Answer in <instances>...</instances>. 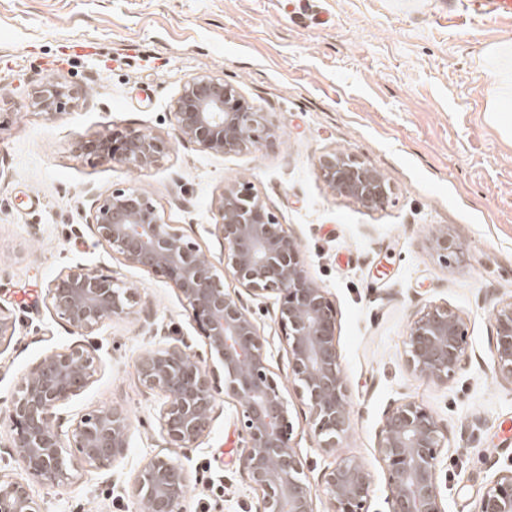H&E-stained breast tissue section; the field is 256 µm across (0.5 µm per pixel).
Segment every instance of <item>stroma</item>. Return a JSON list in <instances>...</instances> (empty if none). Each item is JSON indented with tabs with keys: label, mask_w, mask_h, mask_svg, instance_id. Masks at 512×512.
I'll return each instance as SVG.
<instances>
[{
	"label": "stroma",
	"mask_w": 512,
	"mask_h": 512,
	"mask_svg": "<svg viewBox=\"0 0 512 512\" xmlns=\"http://www.w3.org/2000/svg\"><path fill=\"white\" fill-rule=\"evenodd\" d=\"M512 43L511 20L467 19L448 0H0V417L21 375L44 352L75 342L47 300L57 272L82 264L137 289L166 334L203 345L171 284L129 267L91 233L90 190L149 192L212 260L223 257L215 198L246 180L299 239L310 278L336 310V339L352 425L336 452L319 447L288 375L276 295L246 297L293 423L292 444L313 488L337 460L374 474L367 512H389L377 431L390 404L426 406L447 432L437 474L447 512H478L483 491L512 471V383L495 376L492 311L512 298V138L487 118L495 76L487 46ZM210 73L236 84L267 126L249 149L215 154L178 138L170 106L185 81ZM58 78L77 105L49 117L29 92ZM149 131L169 140L142 172L82 154L104 131ZM357 156L391 190L376 209L331 191L319 174L328 151ZM445 234L463 247L443 258ZM445 304L467 329L463 365L447 383L416 377L404 355L422 305ZM88 343L93 383L71 417L107 405L131 419L125 457L111 469L76 463L73 483L49 488L8 448L0 424V474L26 485L41 512H142L130 476L155 456L193 473L185 512H258L237 459L239 406L226 401L208 438L167 448L164 397L144 388L136 359L157 337L137 310L105 322Z\"/></svg>",
	"instance_id": "obj_1"
}]
</instances>
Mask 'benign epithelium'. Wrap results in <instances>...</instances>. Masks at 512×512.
I'll list each match as a JSON object with an SVG mask.
<instances>
[{"mask_svg": "<svg viewBox=\"0 0 512 512\" xmlns=\"http://www.w3.org/2000/svg\"><path fill=\"white\" fill-rule=\"evenodd\" d=\"M78 91L56 79L42 83L31 106L55 116L76 105ZM180 140L215 154L249 148L257 142L263 113L224 78L201 74L187 80L171 104ZM81 152L101 162L141 172L158 165L170 143L151 132L120 137L105 132L84 141ZM327 185L369 209L381 206L390 186L355 156L331 151L319 159ZM214 206L223 241L222 266L215 264L176 224L165 220L153 197L141 188L95 193L90 221L97 242L122 264L165 277L184 302L203 338L209 360L182 339L143 351L136 367L141 384L165 395L162 430L170 448H195L209 435L220 402L240 407L245 447L239 467L259 500V512H316V490L292 445L288 400L273 377L264 339L241 292L280 300L278 325L286 341L288 365L307 408L308 425L319 445L336 452L351 429L350 403L336 340V315L326 291L307 274L297 238L269 210L251 183L224 186ZM446 256L462 251L446 235L434 238ZM237 284L230 289L224 279ZM55 314L79 336L133 313L134 289L111 274L82 265L65 267L48 287ZM496 331V377L512 383V300L492 312ZM466 329L458 312L428 303L409 324L406 362L423 379L446 383L464 360ZM95 348L76 341L45 353L21 377L6 410L12 455L49 487L76 478L72 452L97 469L119 461L128 447L131 422L115 406L95 407L73 424L64 441L62 407L94 381ZM447 434L423 405L391 406L377 433V453L388 475L390 512H446L437 482L436 460ZM373 475L364 465L340 459L322 476L328 512H365ZM192 485L178 460L154 457L128 483L130 496L147 512H184ZM0 512H40L22 484L0 475ZM478 512H512V472L492 481Z\"/></svg>", "mask_w": 512, "mask_h": 512, "instance_id": "7a95c632", "label": "benign epithelium"}]
</instances>
